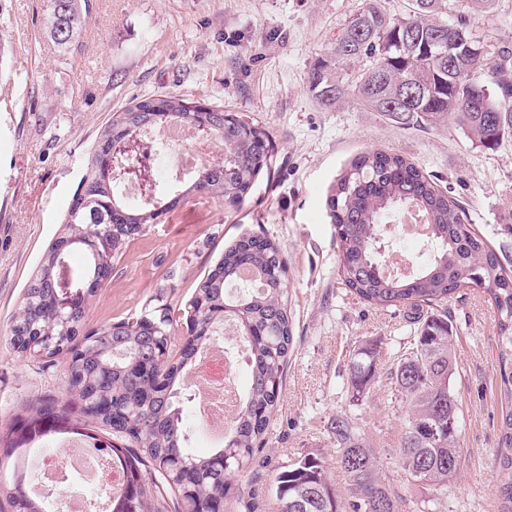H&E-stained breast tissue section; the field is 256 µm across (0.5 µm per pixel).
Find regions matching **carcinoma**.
I'll return each instance as SVG.
<instances>
[{
    "label": "carcinoma",
    "mask_w": 512,
    "mask_h": 512,
    "mask_svg": "<svg viewBox=\"0 0 512 512\" xmlns=\"http://www.w3.org/2000/svg\"><path fill=\"white\" fill-rule=\"evenodd\" d=\"M494 0H467L451 15L449 0H411L406 17L388 12L383 0H365L314 63L308 88L323 106L353 101L380 112L392 124L434 128L456 125L468 140L496 150L512 140V53L488 59L474 37L471 15L486 13ZM92 0H50L47 33L72 51L87 24ZM459 41L456 56L448 42ZM366 61L360 68L355 64ZM179 123L208 128L224 139V159L193 175L166 182L157 174L143 184L139 200L119 191L115 172L149 127ZM274 146L267 132L221 106L198 104L169 93L132 101L117 110L99 132L66 224L45 251L31 278L7 342L19 357L52 363L67 359V400L45 399L21 420L3 448L0 468L14 484L0 482L11 512H47L45 500L18 489V450L49 433L69 429L74 413L112 433V452L123 461L126 482L112 499V512H163L171 498L180 512H225L233 477L262 446L277 411L293 346L285 249L267 236L245 235L224 249L180 305L186 335L174 331L173 306L157 295L142 308L89 333L74 327L83 310L63 314L56 303L71 252L84 264L74 277L94 296L112 265L102 262V240L110 258L144 235L180 201L214 199L240 207L257 178L271 174ZM425 218L428 251L409 275H387L379 264L378 240L408 204ZM336 232L342 284L382 309L405 306L415 313L414 335L403 343L389 379L407 406L397 458L407 481L426 490L424 507L445 501L460 469V409L452 386L454 330L448 298L476 284L491 297L496 314L502 410L497 456L504 479L502 512H512V269L473 225L458 200L442 191L410 159L382 150L357 157L339 176L327 198ZM249 270L260 283L239 282ZM235 323L247 349L248 383L222 446L207 454L189 448L181 377L226 321ZM380 346L367 341L354 350L349 386L357 399L368 396L378 371ZM336 465L348 496L337 493L326 461L316 452L300 455L280 470L273 492L280 512H402V496L380 467V456L345 415L333 419Z\"/></svg>",
    "instance_id": "1"
}]
</instances>
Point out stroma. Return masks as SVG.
I'll list each match as a JSON object with an SVG mask.
<instances>
[{"mask_svg":"<svg viewBox=\"0 0 512 512\" xmlns=\"http://www.w3.org/2000/svg\"><path fill=\"white\" fill-rule=\"evenodd\" d=\"M360 2L92 0L79 47L67 51L45 33L47 0H0L1 433L65 385L64 360L42 368L16 357L6 339L99 131L131 101L174 93L259 124L275 148L273 170L239 209L193 198L131 241L91 298L83 330L134 312L163 288L171 304H180L225 244L244 233L266 234L287 254L294 347L265 443L235 488L257 496V512H279L275 474L307 451L333 460L330 422L345 414L381 449L413 512L425 491L397 474L406 408L391 401L386 369L367 399L353 401L348 390L356 345L381 340L388 356L413 326L407 308L375 307L342 285L327 195L341 169L365 151L406 156L465 206L469 223L512 263V141L484 151L452 126L399 128L352 102L319 105L308 71ZM471 28L491 43L512 35V0H495ZM448 311L456 328L462 459L450 502L436 512H500L496 448L504 399L494 309L482 289L463 288Z\"/></svg>","mask_w":512,"mask_h":512,"instance_id":"1","label":"stroma"}]
</instances>
